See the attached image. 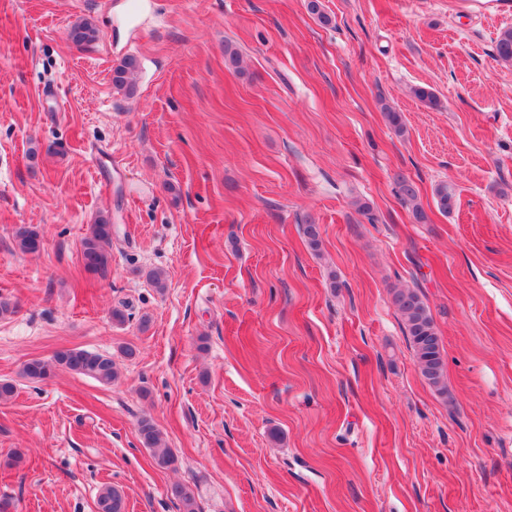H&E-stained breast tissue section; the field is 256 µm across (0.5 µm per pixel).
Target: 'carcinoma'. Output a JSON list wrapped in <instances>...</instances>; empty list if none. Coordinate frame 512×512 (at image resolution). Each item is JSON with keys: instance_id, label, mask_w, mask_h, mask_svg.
<instances>
[{"instance_id": "cac0c4a2", "label": "carcinoma", "mask_w": 512, "mask_h": 512, "mask_svg": "<svg viewBox=\"0 0 512 512\" xmlns=\"http://www.w3.org/2000/svg\"><path fill=\"white\" fill-rule=\"evenodd\" d=\"M70 37L78 46L96 39L97 30L88 21L75 24ZM497 61L512 65V28L500 32L495 45ZM138 69V60L134 56L123 59L112 72L113 87L128 95L133 94V78ZM436 204L440 211L450 212L455 206V192L447 184L441 183L435 189ZM15 244L24 254L35 253L40 249L39 231L31 226H20L15 231ZM82 262L85 271L94 275H103L112 264V224L110 219L101 217L91 225L89 233L82 239ZM393 303L402 316L406 335L415 353L417 366L429 385L444 396L448 394L445 382V364L443 348L437 335L430 311L423 301L419 290L415 288L396 289ZM58 367L79 375L91 377L109 385L117 377L112 358L79 348H62L49 361L31 359L21 370L23 378L33 382L49 379ZM138 436L142 446L151 451L154 464L162 469L175 465L176 457L168 447L164 433L149 418L138 423ZM171 496L178 499L183 512H196V503L192 491L185 485L174 484L170 487ZM97 512H126L127 502L124 491L113 485L101 488L97 497Z\"/></svg>"}]
</instances>
